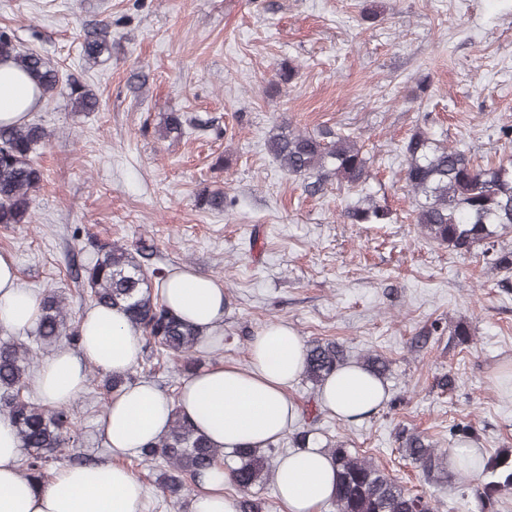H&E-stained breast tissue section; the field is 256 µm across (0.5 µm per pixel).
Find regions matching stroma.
Here are the masks:
<instances>
[{"instance_id": "1", "label": "stroma", "mask_w": 512, "mask_h": 512, "mask_svg": "<svg viewBox=\"0 0 512 512\" xmlns=\"http://www.w3.org/2000/svg\"><path fill=\"white\" fill-rule=\"evenodd\" d=\"M102 20L112 55L83 67L79 37ZM0 27L99 101L77 113L61 89L29 114L51 133L34 153L44 180L30 223L0 225L21 287L56 290L83 316L74 271L95 259L93 242L152 240L153 266L224 286L205 361L246 364L272 324L352 356L381 354L384 404L354 422L323 411L313 439L372 458L435 512H481L479 477L427 476L401 457L397 433L449 450L460 424L484 455L512 448V272L424 237L401 148L423 130L478 158L512 159L499 132L512 126V0H0ZM285 62L297 74L268 96ZM170 112L189 124L164 139ZM283 122L363 144V190L331 178L310 194L307 177L267 151ZM205 186L224 189V211L196 207ZM363 193L389 223L344 221ZM450 373L452 390L441 385ZM109 401L90 381L70 405L78 450L99 463L112 457L100 432ZM135 472L146 512H191L192 492L168 496L158 470Z\"/></svg>"}]
</instances>
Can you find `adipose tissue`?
I'll return each mask as SVG.
<instances>
[{"instance_id":"1","label":"adipose tissue","mask_w":512,"mask_h":512,"mask_svg":"<svg viewBox=\"0 0 512 512\" xmlns=\"http://www.w3.org/2000/svg\"><path fill=\"white\" fill-rule=\"evenodd\" d=\"M40 96L33 77L12 61L0 62V122L27 121ZM162 296L176 314L215 335L225 296L212 278L177 269ZM38 301L18 284L11 256L0 254V327L22 331L36 324ZM78 352L62 347L44 360L34 384L46 405L68 404L86 383L85 365L123 373L139 361L142 336L121 311L102 307L83 319ZM303 342L288 327L273 324L250 345L246 365L218 364L196 371L176 397L140 382L113 395L101 431L113 454H135L162 436L173 414L186 418L213 446L232 451L264 448L293 425L298 408L288 394L301 375ZM323 406L354 421L376 411L386 399L383 385L357 365L334 371L319 392ZM23 454L12 422L0 417V512H142L143 484L125 466L105 461L92 467H66L48 484L20 476ZM224 465L214 466L193 495L191 512H235L224 494ZM275 487L286 512H317L336 492V464L317 442L284 457Z\"/></svg>"}]
</instances>
